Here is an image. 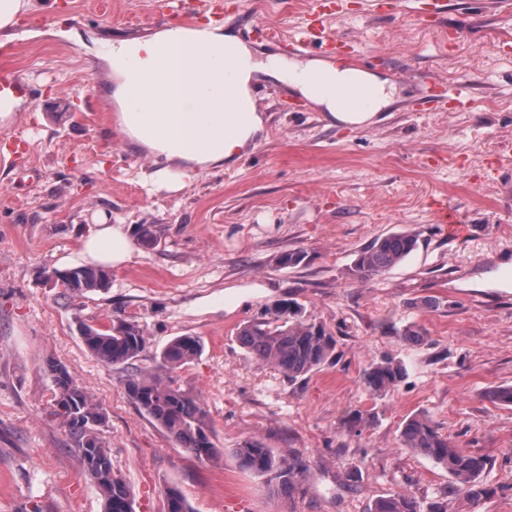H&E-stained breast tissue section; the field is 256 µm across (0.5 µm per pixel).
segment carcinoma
<instances>
[{"instance_id": "1", "label": "carcinoma", "mask_w": 512, "mask_h": 512, "mask_svg": "<svg viewBox=\"0 0 512 512\" xmlns=\"http://www.w3.org/2000/svg\"><path fill=\"white\" fill-rule=\"evenodd\" d=\"M416 247L417 236L411 233L377 237L358 252L351 274L360 282H368L405 260ZM42 277L54 287H62L59 295L63 297L103 289L109 283V273L104 268L89 265L53 268L44 271ZM270 315L265 321L244 324L237 332L240 346L257 363L271 366L295 381L333 359L336 339L325 326L305 319L297 305L281 302L270 309ZM81 335L87 351L110 365L133 366L146 349L141 326L123 318H112L106 324H86ZM202 350L203 342L197 336L174 337L159 355L157 372L133 371L126 390L139 410L180 447L199 460H211L218 450L211 440L206 411L199 399L177 385L175 377L176 370L193 361ZM49 372L53 383L49 415L64 427L84 473L100 492L103 512H134L129 488L115 473L102 437L106 423L103 409L76 383L65 365L52 362ZM405 375L401 363L385 358L363 369L362 382L371 394L381 395L395 390ZM401 438L405 447L444 466L455 491L463 494L472 508H480L488 496V489L480 483L488 464L486 455L451 445L448 437L422 416L406 421ZM236 455L246 469L272 476L282 494L290 495L297 488L301 464L283 461L263 443L250 441L236 449ZM165 499L164 512H191L180 492L170 489ZM367 512H448V503L441 497L424 506L411 495L394 492L373 499Z\"/></svg>"}]
</instances>
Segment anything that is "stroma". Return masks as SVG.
Here are the masks:
<instances>
[{
    "mask_svg": "<svg viewBox=\"0 0 512 512\" xmlns=\"http://www.w3.org/2000/svg\"><path fill=\"white\" fill-rule=\"evenodd\" d=\"M53 2L21 17L26 37L0 46V71L34 88L0 126V139L31 143L24 160L0 155V512L103 510L47 414L51 361L106 412L104 437L135 512H163L172 488L193 512H365L398 491L429 503L450 478L404 447L414 415L487 455L480 512H512V405L489 396L512 386V57L501 51L512 40V0H446L434 27L417 21L414 0L392 15L377 0H338L329 31L380 52L373 68L402 100L372 126L344 129L286 87L259 82L265 138L178 191L155 183L152 159L127 145L105 92L113 41L158 30L154 0ZM204 2L247 39L251 19L264 20L276 33L264 47L278 53L309 0ZM437 77L468 85L467 109L421 111ZM439 202L466 225L464 237L435 223ZM100 214L154 225L157 241L136 244L106 288L58 298L42 273L81 265L80 238ZM402 232L418 237L405 261L366 283L352 278L360 248ZM298 250L299 265H277ZM284 300L337 341L333 363L293 382L236 338ZM115 316L142 327L136 365L146 370L172 338L203 339L177 376L208 413L216 460L194 458L135 406L127 366L87 352L80 324ZM407 327L417 337H403ZM384 358L407 376L376 396L361 373ZM249 440L305 462L293 496L241 466L235 450Z\"/></svg>",
    "mask_w": 512,
    "mask_h": 512,
    "instance_id": "obj_1",
    "label": "stroma"
}]
</instances>
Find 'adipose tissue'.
Wrapping results in <instances>:
<instances>
[{
	"label": "adipose tissue",
	"mask_w": 512,
	"mask_h": 512,
	"mask_svg": "<svg viewBox=\"0 0 512 512\" xmlns=\"http://www.w3.org/2000/svg\"><path fill=\"white\" fill-rule=\"evenodd\" d=\"M116 125L127 143L153 156L158 180L182 188L207 169L231 164L265 134L252 94L274 80L314 104L330 124L363 129L401 97L385 74L321 58L281 62L230 26H172L113 42L107 56ZM129 229L97 219L82 239L86 263L130 261Z\"/></svg>",
	"instance_id": "obj_1"
}]
</instances>
